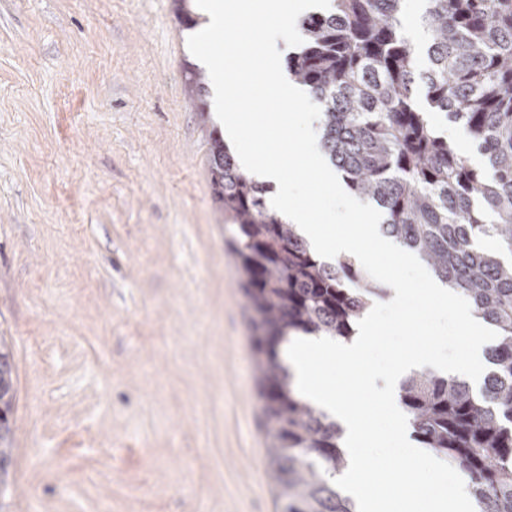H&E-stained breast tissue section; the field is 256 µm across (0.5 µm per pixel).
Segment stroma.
Here are the masks:
<instances>
[{"label": "stroma", "instance_id": "35a3bbf8", "mask_svg": "<svg viewBox=\"0 0 512 512\" xmlns=\"http://www.w3.org/2000/svg\"><path fill=\"white\" fill-rule=\"evenodd\" d=\"M173 0H0V512H281ZM11 355L0 350V496L6 492L4 477L8 475L11 465L9 448L2 444L9 443L12 427L10 417L13 415L15 388L12 378Z\"/></svg>", "mask_w": 512, "mask_h": 512}]
</instances>
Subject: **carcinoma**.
<instances>
[{
  "label": "carcinoma",
  "instance_id": "1",
  "mask_svg": "<svg viewBox=\"0 0 512 512\" xmlns=\"http://www.w3.org/2000/svg\"><path fill=\"white\" fill-rule=\"evenodd\" d=\"M404 2L331 0L303 21L288 75L320 103L323 150L376 205L383 234L495 327L478 390L420 371L398 397L416 441L467 477L481 512H512V261L503 259L512 255V0H424L423 67L404 33ZM434 112L462 126L484 166L440 135ZM209 174L255 313V377L282 512H355L333 483L349 466L342 429L296 396L279 347L299 333L351 341L386 289L350 257L322 262L219 137ZM14 401L11 355L0 351V496Z\"/></svg>",
  "mask_w": 512,
  "mask_h": 512
}]
</instances>
